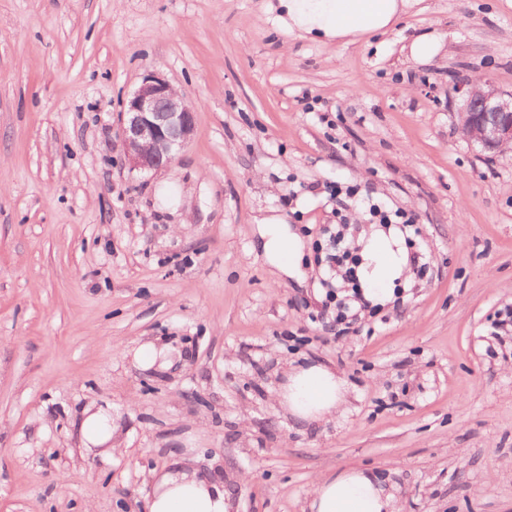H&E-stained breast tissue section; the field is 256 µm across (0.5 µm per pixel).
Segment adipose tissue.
I'll return each instance as SVG.
<instances>
[{
  "label": "adipose tissue",
  "instance_id": "adipose-tissue-1",
  "mask_svg": "<svg viewBox=\"0 0 512 512\" xmlns=\"http://www.w3.org/2000/svg\"><path fill=\"white\" fill-rule=\"evenodd\" d=\"M418 0H280L289 31L329 41L383 34ZM394 238L373 237L372 288L365 296L385 302L387 287L404 271L406 257ZM348 389L335 368L321 362L290 367L276 390V401L292 418L303 422L327 421L346 403ZM86 454L111 457L112 415L103 406L84 407L81 421ZM151 491L146 512H231L232 503L221 482L201 476L189 459L171 461L149 473ZM310 512H400L392 487L363 467H352L319 477L309 499Z\"/></svg>",
  "mask_w": 512,
  "mask_h": 512
}]
</instances>
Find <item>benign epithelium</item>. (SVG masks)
I'll use <instances>...</instances> for the list:
<instances>
[{"label":"benign epithelium","instance_id":"7a95c632","mask_svg":"<svg viewBox=\"0 0 512 512\" xmlns=\"http://www.w3.org/2000/svg\"><path fill=\"white\" fill-rule=\"evenodd\" d=\"M118 136L130 168L158 171L189 144L195 109L168 80L151 73L128 97L118 117ZM460 129L487 153L512 146V92L467 85L459 112Z\"/></svg>","mask_w":512,"mask_h":512}]
</instances>
